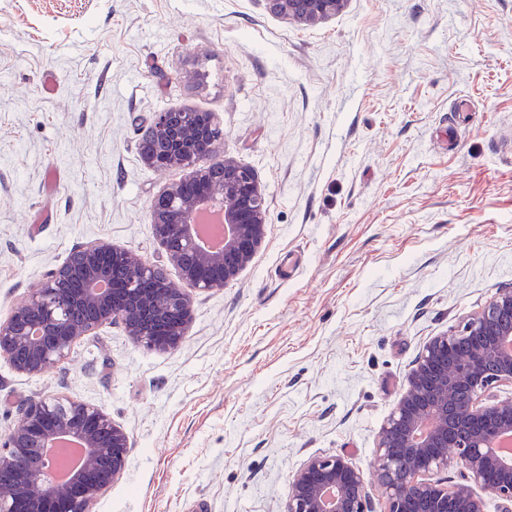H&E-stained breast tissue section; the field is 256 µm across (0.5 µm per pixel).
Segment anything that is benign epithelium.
Masks as SVG:
<instances>
[{
  "label": "benign epithelium",
  "instance_id": "benign-epithelium-1",
  "mask_svg": "<svg viewBox=\"0 0 512 512\" xmlns=\"http://www.w3.org/2000/svg\"><path fill=\"white\" fill-rule=\"evenodd\" d=\"M347 0H268L272 12L306 25L319 24ZM215 129L208 112H158L139 143L142 158L180 168L188 176L165 187L153 200L154 235L181 280L200 291L234 282L261 247L268 213L254 172L231 158L214 155ZM218 200L224 211V252L198 245L196 212ZM125 256L129 272L122 287L102 294L96 286L113 282L107 260ZM192 319V301L163 267L142 261L126 247L100 240L79 247L73 258L52 270L42 287L0 322V357L18 372L42 376L68 355L87 333L112 322L151 350L177 347ZM470 353H457L460 341ZM512 289L500 290L462 324L433 337L409 375L377 448L374 477L384 489L385 512H486L481 488L496 500V512H512V456L502 453V435L512 433V399L491 390L512 385ZM22 423L0 444V512H92L100 494L123 474L129 436L99 407L49 397L27 402ZM434 421L423 440L418 427ZM83 444L87 464L63 486L47 478L42 449L60 436ZM456 467L464 481L448 486L427 478ZM369 478L343 455L312 456L290 483L284 512H368Z\"/></svg>",
  "mask_w": 512,
  "mask_h": 512
}]
</instances>
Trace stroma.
<instances>
[{
  "mask_svg": "<svg viewBox=\"0 0 512 512\" xmlns=\"http://www.w3.org/2000/svg\"><path fill=\"white\" fill-rule=\"evenodd\" d=\"M53 90H46V80ZM211 113L254 171L262 247L192 292L180 345L115 323L53 373L0 357V436L37 397L103 409L130 452L93 512H283L292 475L371 473L425 344L512 288V0H0V321L98 240L165 265L155 113ZM347 0H268L272 12L306 25L319 24L346 6Z\"/></svg>",
  "mask_w": 512,
  "mask_h": 512,
  "instance_id": "35a3bbf8",
  "label": "stroma"
}]
</instances>
